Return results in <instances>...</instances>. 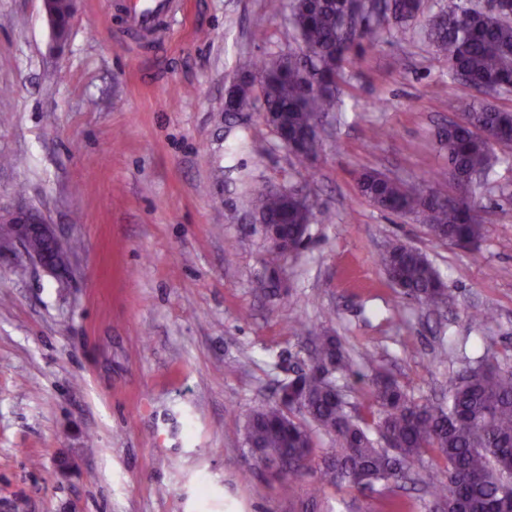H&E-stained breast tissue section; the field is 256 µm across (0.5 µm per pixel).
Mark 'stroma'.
Listing matches in <instances>:
<instances>
[{
  "mask_svg": "<svg viewBox=\"0 0 512 512\" xmlns=\"http://www.w3.org/2000/svg\"><path fill=\"white\" fill-rule=\"evenodd\" d=\"M123 0H78L56 44L42 0H0V215L53 224L62 275L0 251V512H297L243 447L241 423L310 362L293 318L376 354L417 400L436 403L481 356L512 369V150L477 190L471 250L358 191L376 169L411 187L448 162V101L469 96L424 37L469 0H423L406 26L344 68L322 145L300 160L258 112L224 114L248 61L294 48L268 0H181L167 45L125 31ZM314 206L306 246L278 284L255 184ZM421 250L450 301L429 313L377 263ZM492 307L495 322L471 313Z\"/></svg>",
  "mask_w": 512,
  "mask_h": 512,
  "instance_id": "35a3bbf8",
  "label": "stroma"
}]
</instances>
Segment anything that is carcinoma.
I'll return each instance as SVG.
<instances>
[{
	"instance_id": "1",
	"label": "carcinoma",
	"mask_w": 512,
	"mask_h": 512,
	"mask_svg": "<svg viewBox=\"0 0 512 512\" xmlns=\"http://www.w3.org/2000/svg\"><path fill=\"white\" fill-rule=\"evenodd\" d=\"M290 11L299 52L259 60L235 81L236 108L259 102L287 129L293 154L301 159L317 148L313 118L336 111L337 86L344 65L375 35L379 23L356 29L349 23V0H283ZM512 3L502 11L457 6L429 19L425 38L435 58L476 93L495 85L512 89ZM418 14L417 0H391L384 24L399 27ZM460 123L438 132L448 147L450 170L438 172L426 193L383 179L376 170L358 178L361 194L381 210L413 215L438 239L473 246L482 236L475 206L479 180L498 157L495 147L512 144V113L476 99L449 103ZM453 182L467 198L453 201L438 188ZM269 223L278 225L281 243L267 247L264 260L270 279L280 276L288 258L308 238L314 207L298 208L294 196L269 195L254 189ZM378 262L404 297L428 310L448 303V288L439 271L419 249L400 242L386 246ZM310 365L284 382L275 399L245 417L244 445L261 470L279 464L286 493L294 480L313 470L316 482L301 501V512H318L325 488L369 490L389 501L402 481L430 490L442 512H502L512 496V371L486 359L466 367L450 382L446 404L421 402L390 373L375 368L369 375L365 413L351 414L336 385V375L352 369L340 339L328 331L314 337ZM334 448L317 447L319 435ZM431 455L442 464L424 462Z\"/></svg>"
}]
</instances>
